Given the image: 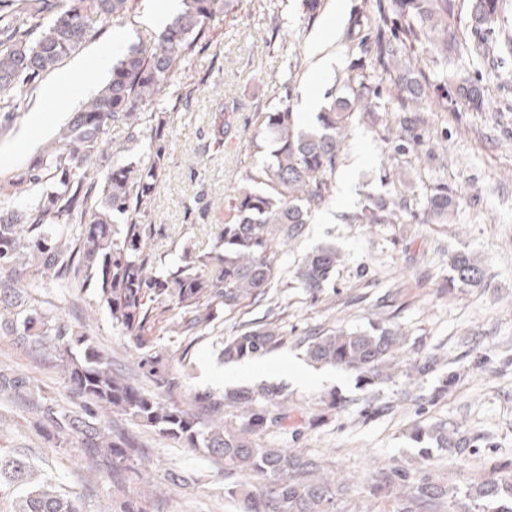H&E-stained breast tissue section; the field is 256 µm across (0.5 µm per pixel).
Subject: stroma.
<instances>
[{
	"instance_id": "1",
	"label": "stroma",
	"mask_w": 512,
	"mask_h": 512,
	"mask_svg": "<svg viewBox=\"0 0 512 512\" xmlns=\"http://www.w3.org/2000/svg\"><path fill=\"white\" fill-rule=\"evenodd\" d=\"M336 0H320L308 15L304 0H236L226 17L212 26L205 49L181 70L175 84L158 95L152 116L139 127V141L122 124H111L104 141L108 156L126 161L143 158L157 123L168 132L167 168L142 216L147 245L158 270L180 264L185 253H209L216 229L231 216L235 188L257 176L261 155L256 117L289 100L299 125L312 127L316 115L302 109L307 94L326 105L341 90L351 59L346 41L348 14H337ZM153 0H129L126 15L98 24L92 35L47 73L18 112L0 118V180L26 167L58 136L69 112L58 111L43 93L56 73H69L78 86L71 106L79 108L93 85L89 72L106 80L112 58H101L108 43L127 47L150 43L173 17L171 9L154 14ZM335 24L336 41L327 46L329 68L315 72L310 44L318 31ZM448 67H461L465 80L480 81L484 107L476 112L459 101L449 84L454 108L426 113L420 139L405 152L396 146L403 134L404 113L386 112L381 122L357 116L332 179L333 193L303 235L279 247L281 277L264 300L245 301L202 329L197 339L176 335V311L160 314L148 351L132 348L113 329L91 292L65 300L46 290L54 313L85 331L106 351L117 368L136 375L159 401L192 406L196 393L284 386L288 419L263 432L265 448H287L322 461L324 474L349 482L338 500L339 512H394V499L370 494L367 479L378 470L401 465L428 471L433 481L465 490L490 460L512 461V59L499 65L488 55L448 54ZM228 123L218 134L217 120ZM448 185L459 197L457 210L441 223L425 221L431 187ZM407 198V209L390 224H358L352 216L363 195ZM330 243L340 251L334 286L314 294L301 288L293 273L317 246ZM465 251L483 263L480 288L449 287V258ZM397 325L407 345L435 354L433 371L395 377L372 386L355 373L312 362L308 337L337 329ZM268 324L281 332L283 344L261 357L239 362L220 355L225 339ZM158 356L175 390L155 384L140 366L142 355ZM0 369L30 377L41 395L71 407L62 362L17 346L0 336ZM451 384L443 396L434 391L442 379ZM344 400L330 408L331 397ZM119 429L146 446L143 479L117 486L100 477L72 444L49 445L33 429L19 403L0 398V444L30 451L46 473L59 477L64 490L84 498L87 512H120L125 500L144 497L150 512H242L241 502L224 497V464L203 449L140 426L113 414ZM453 423L479 441L460 469L457 456L431 448L432 463L409 437L418 422Z\"/></svg>"
}]
</instances>
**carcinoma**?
Returning <instances> with one entry per match:
<instances>
[{
	"instance_id": "carcinoma-1",
	"label": "carcinoma",
	"mask_w": 512,
	"mask_h": 512,
	"mask_svg": "<svg viewBox=\"0 0 512 512\" xmlns=\"http://www.w3.org/2000/svg\"><path fill=\"white\" fill-rule=\"evenodd\" d=\"M183 8L148 45H135L112 64L109 78L73 113L54 146L31 161L18 175L0 182V333L35 352L54 353L65 364L77 398L66 409L50 398L30 397L29 383L0 374V396L27 398L36 414L34 429L45 440L76 439L79 451L107 479L117 482L141 444L112 427L103 415H126L187 448H203L224 461V470L249 477V483L224 485V496L241 499L243 512H336L341 487L320 474V465L285 448H264L255 437L270 424L254 407L261 400L279 404L284 388L228 390L217 396H194L196 409L162 403L112 368V356L71 328L61 317L38 306L41 288H91L98 305L137 349L149 347L147 331L158 308L181 314L187 331L213 323L244 300H260L277 278L273 251L277 241L300 237L312 215L332 193V176L356 115L373 121L388 111L375 73L389 78L396 112H414V132L403 142L419 139L423 112L448 111V72L432 85L427 61L448 58V21L455 18V0H374L368 11L351 15L347 39L360 50L350 60L342 91L318 114V124L304 129L292 106L283 101L262 116L264 136L274 149L263 160L261 186L243 185L230 202L231 221L221 225L211 252L191 256L163 272L153 271L146 227L138 222L167 167L165 130L157 124L144 149L147 161L132 165L109 158L105 129L122 123L138 139L142 110L175 82L183 62L203 47L211 25L229 12L234 0H182ZM468 27L478 36L472 51L493 49L512 56V36L498 39L503 0H470ZM128 0H0V112H15L40 76L85 41L99 22L124 16ZM460 95L472 108L482 105V89L466 83ZM10 207L3 208L4 204ZM456 207L446 184L432 188L427 220L443 221ZM396 211L385 199L368 193L352 216L359 224H386ZM37 273L20 287V260ZM341 255L321 246L294 272L295 281L317 293L334 281ZM451 282L479 288L484 269L474 256L459 252L450 258ZM281 343L267 325L247 330L224 343L227 361L260 357ZM405 333L394 326L365 330L340 329L313 336L307 355L315 362L354 371L367 386L390 378L387 370L405 376L433 370L431 355L406 356ZM240 407L238 425L224 424L227 407ZM410 438L434 443L468 457L474 439L457 426L419 425ZM481 480L465 491L464 512H512V465L485 463ZM375 495L405 502L401 512H438L447 498H457L443 485L404 468L372 474ZM16 495L14 512H85L78 496L64 497L42 477L24 454L0 448V498Z\"/></svg>"
}]
</instances>
